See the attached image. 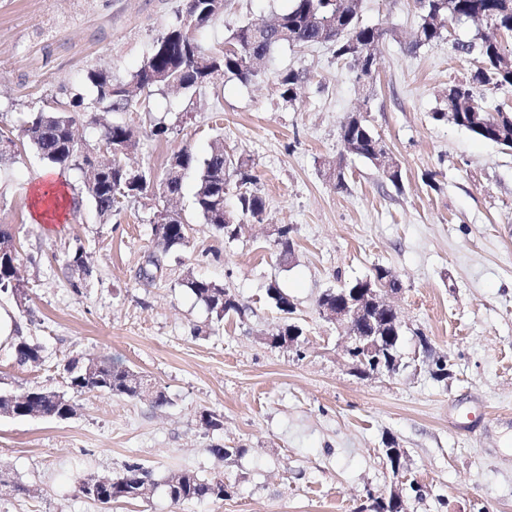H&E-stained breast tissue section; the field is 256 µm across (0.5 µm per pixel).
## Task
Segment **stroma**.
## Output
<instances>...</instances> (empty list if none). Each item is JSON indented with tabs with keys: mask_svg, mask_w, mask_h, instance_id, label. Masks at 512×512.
Wrapping results in <instances>:
<instances>
[{
	"mask_svg": "<svg viewBox=\"0 0 512 512\" xmlns=\"http://www.w3.org/2000/svg\"><path fill=\"white\" fill-rule=\"evenodd\" d=\"M182 4L0 0V127L19 130L28 112L76 95L92 100L91 71L128 79ZM289 5L225 0L203 38L223 44L231 29ZM419 15L416 0H362V23L384 33L366 91L332 46L283 45L257 82L159 87L148 111L112 113L138 131L131 166L159 176L173 152L202 157L220 138L249 159L266 200L263 221L230 242L194 212L187 175L178 207L190 243L164 258L153 283L138 272L162 197L128 200L104 224L87 203L38 223L32 194L48 166L28 147L0 164V228L16 241L27 294L20 308L0 292V311L14 335L43 347L39 363L21 367L0 343V389H66L64 363L100 354L149 375L170 399L157 408L83 392L66 421L0 416V477L21 486L0 494V512H101L78 478L113 476L133 461L160 482L193 471L233 491L180 507L159 492L111 512H358L395 485L408 512H512V149L434 120L449 85L477 67L453 49L476 29L449 22L441 41L412 51ZM288 70L304 76L293 102L278 85ZM357 111L399 161L401 187L344 151L339 127ZM159 123L167 137L153 135ZM330 161L342 163L345 188L322 176ZM274 225L294 229L290 261L279 257ZM79 248L91 274L77 292L63 266ZM377 265L402 282L391 297L402 365L362 376L346 356V329L320 314L318 300ZM190 270L229 287L243 315L212 320L181 285ZM273 282L295 306L301 351L264 341L281 322L267 298ZM438 356L448 361L442 381L430 370ZM204 409L221 429L200 427ZM391 439L404 452L397 477L383 453ZM215 445L231 457L216 458Z\"/></svg>",
	"mask_w": 512,
	"mask_h": 512,
	"instance_id": "1",
	"label": "stroma"
}]
</instances>
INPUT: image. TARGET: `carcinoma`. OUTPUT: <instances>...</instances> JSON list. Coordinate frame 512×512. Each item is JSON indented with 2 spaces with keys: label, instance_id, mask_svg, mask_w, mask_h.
Segmentation results:
<instances>
[{
  "label": "carcinoma",
  "instance_id": "cac0c4a2",
  "mask_svg": "<svg viewBox=\"0 0 512 512\" xmlns=\"http://www.w3.org/2000/svg\"><path fill=\"white\" fill-rule=\"evenodd\" d=\"M210 6L212 0H185L182 10L177 12L175 19L153 42L149 55L128 80L117 81L107 71L90 73L89 79L97 92L94 108L101 111V114L93 115V121L102 128L99 141L137 139L132 127L110 121L108 114L129 112L133 108L147 111L156 87L191 89L207 83V73L195 64L197 56L209 57L211 64L219 66L221 75L243 84L258 78L257 67L241 68L237 56L230 51L209 48L197 36L193 37L190 44L181 43V31L187 14L198 16V33L219 18ZM359 8L360 0H292L288 9L275 14L268 22L237 27L225 39V43L264 59L282 44L302 47L328 42L322 21L333 20L340 15L346 21L342 23L334 41L336 58L351 64L356 80L370 79L373 73L358 66L359 49L379 43L382 33L376 28L357 24ZM419 9L421 23L416 40L412 43L414 49L441 40L448 30L450 18L458 22H471L478 27L488 24L491 19L502 31L512 33V0H419ZM456 50L466 56L476 55L479 66L469 80L459 83L461 96L469 100L471 106L453 124L488 141H512V112L508 113L506 119L502 118L503 112L500 110L492 114L477 101L474 93L477 85L495 89L512 87V69H504L500 65L504 49L500 44L490 42V37L478 34L473 40L457 45ZM302 82L303 76L295 71L280 75L281 97L288 102L295 100L297 88ZM87 112L84 99L77 97L63 109L32 113L16 135L11 130L6 132L0 129V159L11 155L17 147V139L21 138L28 142L43 162L53 167L77 169L82 174L83 183H88L94 163L78 151L70 150L68 144V127L79 123ZM339 137L344 149L354 151L357 156L369 161L373 160L375 150L386 148L382 138L374 134L363 118L356 123L344 121L340 126ZM171 159L175 160L179 171L167 181V195L164 199L181 196L185 174L195 172L194 210L202 216L204 223L211 225L225 240H236L241 231V225L224 222V196L229 186L239 183L246 186V191L236 194V213L242 218L257 222L262 220L266 202L255 189L257 176L252 173L248 160L230 155L221 140L211 145L203 159L187 147L173 153ZM151 180V173L134 169L119 158L112 161L110 171L101 174L93 189H84V194L94 205L99 220L104 222L112 217V213L123 202L143 195L141 184ZM158 219L164 221L163 233L155 236L154 249L147 256L145 266L139 270V278L147 282L156 277L163 257L189 244L191 227L180 212L165 207L159 212ZM292 232V227L287 225L281 238L276 240L279 256L284 261L294 254ZM15 250L17 247L13 236L0 231L1 292H24L18 270L13 267V263L19 260V256H11ZM182 286L189 289L218 322L230 316H240L244 312L243 306L230 289L201 278L191 270L183 278ZM267 296L273 307L283 315V323L270 335L269 342L275 346L277 337L286 336L297 329L288 321V315L294 312V304L275 282L267 288ZM11 348L20 366L35 363L41 358V345L25 336L14 337ZM130 371L131 368L114 363L106 357L93 356L82 361L77 359L68 371V387L76 393L99 391L119 397L137 398L157 407L169 403L163 392L156 396H144L138 392L129 379ZM10 404L16 406L17 418L37 416L58 420L66 411L76 412L67 393L58 391L52 396H45L39 388L18 395L0 390V406ZM142 483L148 484L153 491L162 489L175 505L222 501L231 490V486L221 478H201L193 472H184L160 484L142 464L128 463L124 465L122 473L112 478V486L100 490L97 497H104L111 502L128 500L131 486Z\"/></svg>",
  "mask_w": 512,
  "mask_h": 512
}]
</instances>
